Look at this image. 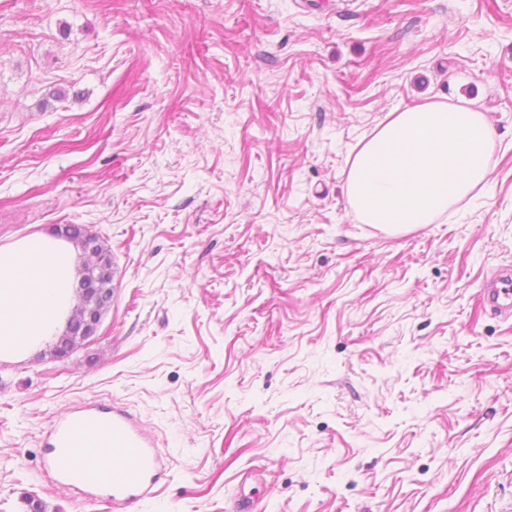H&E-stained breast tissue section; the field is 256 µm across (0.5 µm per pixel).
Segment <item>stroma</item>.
I'll use <instances>...</instances> for the list:
<instances>
[{
    "label": "stroma",
    "instance_id": "35a3bbf8",
    "mask_svg": "<svg viewBox=\"0 0 512 512\" xmlns=\"http://www.w3.org/2000/svg\"><path fill=\"white\" fill-rule=\"evenodd\" d=\"M460 98L487 188L359 223V142ZM56 224L108 244L112 305L0 362V512H512V316L480 298L512 270V0H0V244ZM89 402L169 458L155 497L55 484L45 434Z\"/></svg>",
    "mask_w": 512,
    "mask_h": 512
}]
</instances>
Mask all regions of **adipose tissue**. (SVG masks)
<instances>
[{
	"label": "adipose tissue",
	"instance_id": "adipose-tissue-1",
	"mask_svg": "<svg viewBox=\"0 0 512 512\" xmlns=\"http://www.w3.org/2000/svg\"><path fill=\"white\" fill-rule=\"evenodd\" d=\"M495 138L466 100L424 101L390 112L350 161L345 193L359 223L394 231L432 224L493 169ZM79 250L33 233L0 245V360L30 356L66 330Z\"/></svg>",
	"mask_w": 512,
	"mask_h": 512
}]
</instances>
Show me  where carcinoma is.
<instances>
[{"label": "carcinoma", "instance_id": "cac0c4a2", "mask_svg": "<svg viewBox=\"0 0 512 512\" xmlns=\"http://www.w3.org/2000/svg\"><path fill=\"white\" fill-rule=\"evenodd\" d=\"M52 234L70 240L81 250L79 302L56 345V349L72 353L87 343L83 334V316L112 304V253L99 237L81 224H58Z\"/></svg>", "mask_w": 512, "mask_h": 512}]
</instances>
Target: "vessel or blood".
Returning <instances> with one entry per match:
<instances>
[{"label":"vessel or blood","mask_w":512,"mask_h":512,"mask_svg":"<svg viewBox=\"0 0 512 512\" xmlns=\"http://www.w3.org/2000/svg\"><path fill=\"white\" fill-rule=\"evenodd\" d=\"M484 302L512 309V278L490 284ZM47 464L62 483L94 496L107 489L113 499L154 496L165 460L154 441L124 410L87 403L60 420L49 435Z\"/></svg>","instance_id":"vessel-or-blood-1"}]
</instances>
